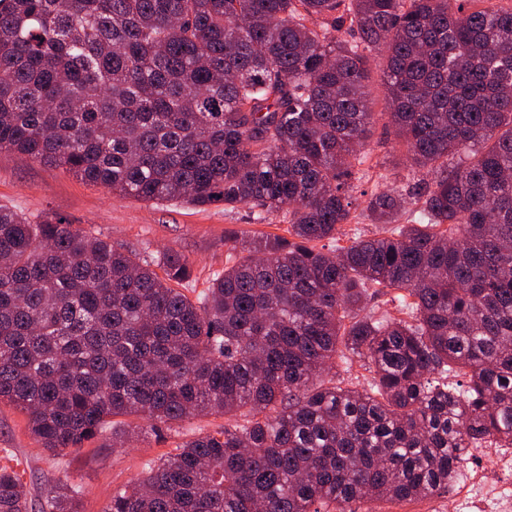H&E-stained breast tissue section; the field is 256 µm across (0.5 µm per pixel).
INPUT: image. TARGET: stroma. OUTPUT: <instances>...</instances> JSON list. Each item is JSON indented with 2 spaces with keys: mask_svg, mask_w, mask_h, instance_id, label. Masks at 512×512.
Segmentation results:
<instances>
[{
  "mask_svg": "<svg viewBox=\"0 0 512 512\" xmlns=\"http://www.w3.org/2000/svg\"><path fill=\"white\" fill-rule=\"evenodd\" d=\"M372 141L374 151L360 184L361 190L369 193L404 176L391 128L377 125ZM0 205L23 213L34 224L48 216L63 217L75 229L108 238L140 255L179 251L195 263L193 280L185 289L192 299L224 270L229 252L225 231L233 229L251 237L282 235L287 230L275 216L262 223L254 221L244 206L228 210L220 202L195 207L177 201L121 198L107 187L83 182L65 169L33 162L12 151L0 152ZM221 423V418L214 416L195 417L159 435L131 439L121 447H110L108 437L102 436L79 451L55 456L33 438L22 411L0 403V466L14 467L27 483L32 512H37L47 489L58 481L85 487L84 512H103L113 492L140 479L148 464Z\"/></svg>",
  "mask_w": 512,
  "mask_h": 512,
  "instance_id": "35a3bbf8",
  "label": "stroma"
}]
</instances>
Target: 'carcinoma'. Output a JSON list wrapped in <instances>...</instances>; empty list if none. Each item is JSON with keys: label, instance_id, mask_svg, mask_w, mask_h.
Listing matches in <instances>:
<instances>
[{"label": "carcinoma", "instance_id": "obj_1", "mask_svg": "<svg viewBox=\"0 0 512 512\" xmlns=\"http://www.w3.org/2000/svg\"><path fill=\"white\" fill-rule=\"evenodd\" d=\"M490 2L0 0L1 151L288 224L224 236V273L193 301L180 252L0 207V403L45 450L116 416L142 423L114 444L224 417L104 512H354L443 493L467 449L512 445V5ZM381 121L407 183L359 210ZM358 210L380 231L343 246ZM387 294L399 315L367 309ZM338 362L367 385L336 383ZM28 495L1 466L0 512ZM83 496L56 485L41 512ZM385 60L381 57H373L370 62V68H371V78L368 83V91L370 93V96L374 101L376 102V108L380 109L383 98H384V92L385 89L382 84L381 80V73L382 69L384 68Z\"/></svg>", "mask_w": 512, "mask_h": 512}]
</instances>
